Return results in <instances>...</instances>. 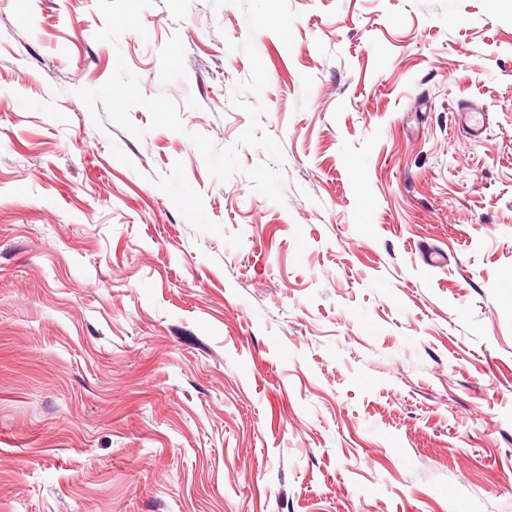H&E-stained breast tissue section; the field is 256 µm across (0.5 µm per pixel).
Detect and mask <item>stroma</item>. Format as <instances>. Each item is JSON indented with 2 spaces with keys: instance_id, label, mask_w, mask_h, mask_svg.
Instances as JSON below:
<instances>
[{
  "instance_id": "1",
  "label": "stroma",
  "mask_w": 512,
  "mask_h": 512,
  "mask_svg": "<svg viewBox=\"0 0 512 512\" xmlns=\"http://www.w3.org/2000/svg\"><path fill=\"white\" fill-rule=\"evenodd\" d=\"M0 512H512V0H0ZM457 120L474 139L481 138L487 128V112L474 102L460 100L457 104Z\"/></svg>"
}]
</instances>
